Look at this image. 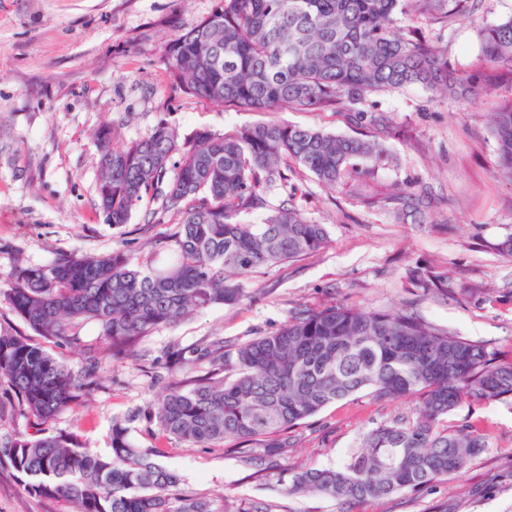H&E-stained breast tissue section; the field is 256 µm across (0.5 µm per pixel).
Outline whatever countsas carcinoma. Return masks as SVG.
I'll return each instance as SVG.
<instances>
[{"label":"carcinoma","instance_id":"1","mask_svg":"<svg viewBox=\"0 0 512 512\" xmlns=\"http://www.w3.org/2000/svg\"><path fill=\"white\" fill-rule=\"evenodd\" d=\"M474 0H217L206 16L166 48L171 82L188 94L252 112L331 108L367 122L376 134L352 137L270 120L230 134L198 131L180 138L159 122L121 148L114 130L98 129L97 193L108 224H126L148 195L177 218L172 240L142 266L122 249L72 254L17 266L0 289L28 326L57 342L75 340L78 322L99 325L107 353L126 355L144 337L213 305H238L251 295L240 276L313 253L327 243L325 225L269 194L288 181V161L329 192L385 154L387 118L361 108L368 95L417 85L450 97L482 88L448 67L425 32L400 28L398 17L420 16L446 26ZM483 56L512 76V18L481 30ZM499 170L512 183V101L494 112ZM395 213L422 198L392 195ZM260 213L257 224L241 216ZM428 288L447 287L441 273L414 271ZM171 369L207 359L235 377L175 383L149 416L160 435L197 447L229 439L252 442L266 469L288 448V432L327 405L369 390L380 398L414 396L418 416L367 431L340 469L280 474L287 495L316 494L341 504L422 491L459 475L488 447L462 423L442 427L464 402L512 398V362L496 361L485 345L439 330L406 312L383 313L344 304L294 311L274 332L234 348L215 341L171 353ZM102 359L83 357L75 369L29 340L0 329V380L19 413L48 423L78 394L98 385ZM112 452L102 455L74 433L0 440L5 464L31 493L61 497L75 512H213L210 502L177 492L180 477L160 465L158 448H141L125 421L112 424Z\"/></svg>","mask_w":512,"mask_h":512}]
</instances>
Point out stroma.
I'll return each instance as SVG.
<instances>
[{"label": "stroma", "mask_w": 512, "mask_h": 512, "mask_svg": "<svg viewBox=\"0 0 512 512\" xmlns=\"http://www.w3.org/2000/svg\"><path fill=\"white\" fill-rule=\"evenodd\" d=\"M213 0H0V275L15 265L45 264L82 252L126 250L145 262L177 226L157 198H145L128 224L104 222L98 206L94 134L108 124L115 146L147 136L157 123L181 135L226 134L267 121V114L209 103L173 86L164 62L167 44L211 10ZM512 17V0H477L466 18L426 25L449 65L480 84L479 97L443 98L419 86L377 92L366 111L389 118L388 163L336 192L307 170L292 167L287 189L269 200L291 199L325 225L321 250L245 274L251 302L215 305L142 339L132 357L111 358L99 384L47 423L48 433H76L101 454L111 451L114 421L130 419L143 448L158 446L161 464L184 491L207 498L214 512H236L252 501L272 512H341L317 496H283L275 474L259 473L225 445L195 447L160 437L147 420L170 383L171 351L223 340L226 346L276 331L295 310L345 303L380 312L406 310L448 333L485 344L512 361V183L499 175L491 114L512 99V83L484 62L480 31ZM276 120L343 135L370 134L346 114L327 109L276 112ZM424 196L425 205L396 219L384 199L394 186ZM418 269L445 274L447 288L421 287ZM74 345L45 342L55 357L79 362L102 352L99 326H77ZM417 417L411 398L379 399L363 391L323 408L297 428V446L278 468L341 467L368 430ZM468 423L489 446L464 472L431 488L352 504L351 512H512V399L464 403L444 420ZM0 512H73L61 498L28 492L0 467Z\"/></svg>", "instance_id": "1"}]
</instances>
